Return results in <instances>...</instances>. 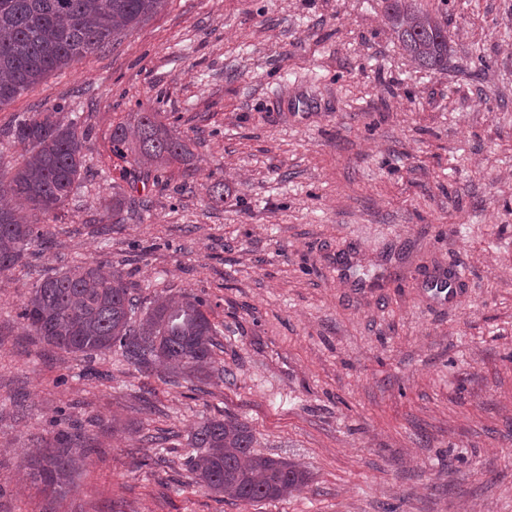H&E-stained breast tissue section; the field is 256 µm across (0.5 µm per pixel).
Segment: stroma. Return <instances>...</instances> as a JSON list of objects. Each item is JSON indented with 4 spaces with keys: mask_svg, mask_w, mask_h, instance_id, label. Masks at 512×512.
I'll list each match as a JSON object with an SVG mask.
<instances>
[{
    "mask_svg": "<svg viewBox=\"0 0 512 512\" xmlns=\"http://www.w3.org/2000/svg\"><path fill=\"white\" fill-rule=\"evenodd\" d=\"M414 2L447 69L410 59L383 0H167L0 108L5 171L18 116L60 104L85 135L46 245L0 274V512H512V0ZM158 108L194 158L157 183L112 131ZM188 171L223 201L183 191ZM85 262L146 302L203 299L223 378L30 336L32 288ZM454 267L451 305L432 276ZM225 417L307 485L241 503L196 484L188 442ZM73 421L87 456L45 495L32 442Z\"/></svg>",
    "mask_w": 512,
    "mask_h": 512,
    "instance_id": "35a3bbf8",
    "label": "stroma"
}]
</instances>
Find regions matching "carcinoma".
<instances>
[{
	"mask_svg": "<svg viewBox=\"0 0 512 512\" xmlns=\"http://www.w3.org/2000/svg\"><path fill=\"white\" fill-rule=\"evenodd\" d=\"M167 0H0V108L40 83L48 74L120 41L165 6ZM388 22L404 50L429 70L448 68V30L422 13L412 0H385ZM51 112L18 118L8 136L24 151L13 171H0V193L23 201L29 215L0 206V274L12 270L45 238L43 222L70 196L83 169L84 136ZM136 165L188 163L191 151L159 112H142L137 125ZM202 185L211 201L224 200V181L212 174ZM21 318L33 336L82 356L114 348L147 372L155 363L173 377L205 379L216 366L215 338L204 302L172 294L143 306L123 274L100 266L77 265L44 278L23 303ZM251 427L235 418L209 419L193 433L198 455L189 465L200 486L238 502L275 500L308 482L298 464L252 453ZM73 434L57 433L55 445L34 454L33 482L51 493L68 485L77 466Z\"/></svg>",
	"mask_w": 512,
	"mask_h": 512,
	"instance_id": "carcinoma-1",
	"label": "carcinoma"
}]
</instances>
